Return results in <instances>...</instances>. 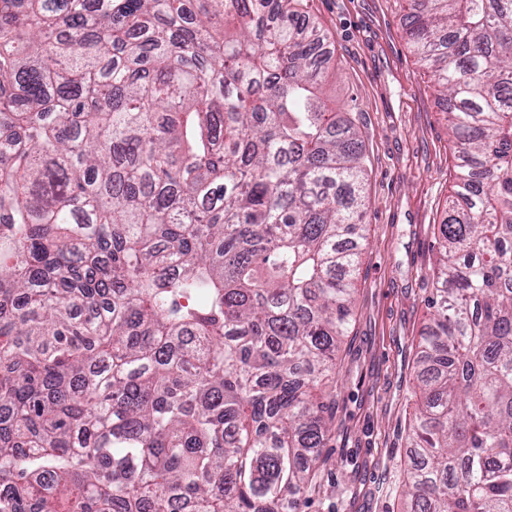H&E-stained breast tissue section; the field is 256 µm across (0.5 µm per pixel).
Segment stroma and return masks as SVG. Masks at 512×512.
Segmentation results:
<instances>
[{
    "label": "stroma",
    "mask_w": 512,
    "mask_h": 512,
    "mask_svg": "<svg viewBox=\"0 0 512 512\" xmlns=\"http://www.w3.org/2000/svg\"><path fill=\"white\" fill-rule=\"evenodd\" d=\"M405 0H307L352 106L368 172L350 335L336 358V415L299 512H403L418 339L429 321L437 237L456 148L404 32Z\"/></svg>",
    "instance_id": "35a3bbf8"
}]
</instances>
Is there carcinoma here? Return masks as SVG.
<instances>
[{"label": "carcinoma", "instance_id": "cac0c4a2", "mask_svg": "<svg viewBox=\"0 0 512 512\" xmlns=\"http://www.w3.org/2000/svg\"><path fill=\"white\" fill-rule=\"evenodd\" d=\"M458 148L407 512H512V0H406ZM301 0H0V512H298L365 238Z\"/></svg>", "mask_w": 512, "mask_h": 512}]
</instances>
